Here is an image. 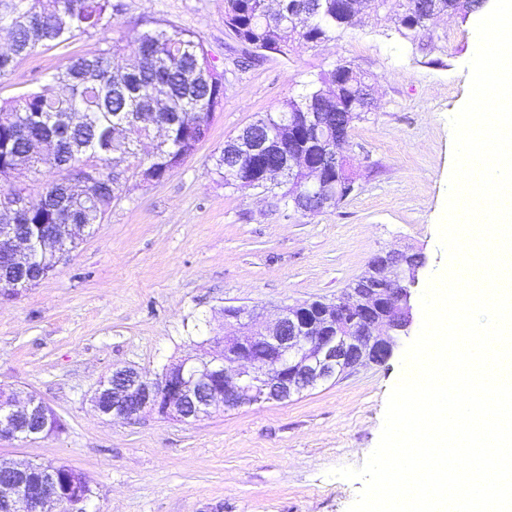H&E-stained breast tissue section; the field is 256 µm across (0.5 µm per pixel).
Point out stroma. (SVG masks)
<instances>
[{
	"mask_svg": "<svg viewBox=\"0 0 512 512\" xmlns=\"http://www.w3.org/2000/svg\"><path fill=\"white\" fill-rule=\"evenodd\" d=\"M120 2L110 31L20 59L0 79V100L40 90L69 58L109 40L126 65L135 32L173 25L208 49L224 76L223 106L163 181L143 182L132 160L120 162L118 199L54 275L0 287V387L35 394L62 423L32 441H0V464L83 473L86 512H347L363 483L332 471L362 466L377 446L403 349L288 401L218 408L190 424L155 413L105 418L91 398L114 369L151 378L219 355L225 308L271 320L287 306L335 301L379 252H422L425 282L441 272L450 119L468 97L480 16L438 15L406 39L392 22L402 0H387L379 19L246 67L251 49L225 29L224 0ZM340 63L371 84L372 106L343 148L354 193L305 215L279 190L225 186L216 169L225 141Z\"/></svg>",
	"mask_w": 512,
	"mask_h": 512,
	"instance_id": "obj_1",
	"label": "stroma"
}]
</instances>
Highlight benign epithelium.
<instances>
[{
    "label": "benign epithelium",
    "instance_id": "obj_1",
    "mask_svg": "<svg viewBox=\"0 0 512 512\" xmlns=\"http://www.w3.org/2000/svg\"><path fill=\"white\" fill-rule=\"evenodd\" d=\"M327 122V113L314 101L276 130L261 125L235 138L233 157L245 163L275 158L276 166L262 173L267 182L303 173L305 188L292 197L297 211L334 207L354 191L355 183L324 182V161H336V168L343 171L344 154L332 148L315 163L306 146H286L297 136V127L318 137ZM27 207L24 198L8 204L14 220L0 224V252L23 263L36 247L53 252L55 265H60L66 256L60 245L74 225L51 224L34 243L16 233V218ZM406 255V251L377 254L347 301L287 307L274 325L263 330L260 315L252 310L238 307L226 312L237 332L223 338L221 357L198 364L184 360L154 379L130 367L117 368L99 385L94 407L103 417L131 418L154 411L192 423L220 406L235 409L287 401L357 364L383 363L413 325L412 297L425 263L408 264L403 260ZM57 424L55 414L36 395H27L20 404L15 395L0 389V439H36ZM89 496L88 481L69 466L63 474L44 473L34 465L0 467V512H84Z\"/></svg>",
    "mask_w": 512,
    "mask_h": 512
}]
</instances>
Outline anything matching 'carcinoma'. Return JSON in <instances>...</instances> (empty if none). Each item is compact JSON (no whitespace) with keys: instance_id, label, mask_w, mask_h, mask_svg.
<instances>
[{"instance_id":"carcinoma-1","label":"carcinoma","mask_w":512,"mask_h":512,"mask_svg":"<svg viewBox=\"0 0 512 512\" xmlns=\"http://www.w3.org/2000/svg\"><path fill=\"white\" fill-rule=\"evenodd\" d=\"M18 8L12 39L30 55L36 44L63 46L80 33L91 29L107 31L113 26L122 5L117 0H11ZM298 0H224V26L256 53L280 47L291 49L316 45L336 30L357 22L360 0H312L316 11L306 15L304 30L290 18ZM42 24L38 43L30 41L32 24ZM138 56L126 67L112 66L117 44L109 42L96 52L71 58L54 79L68 86L70 94L58 97L45 90L32 91L0 103V174L12 169V157L26 148L23 139H39L33 166L48 165L62 172L66 185L56 182L43 185L37 192L25 187L5 190L0 199L22 194L28 198L23 223L32 237L45 224H85L83 236L91 233L120 191L114 181L110 156L116 132H125L121 141L123 154L134 159L135 169H151L159 178L165 176L191 155L196 146L195 134L210 125L213 114L224 99V82L220 74L205 89L194 77L203 45L187 31L174 26L155 28L135 34ZM323 84H339L346 95L330 98L326 104L331 121H336V107L348 108L354 96L366 88L365 76L354 67L338 64L320 77ZM311 87L285 101L277 112H269L258 122L279 124L299 105L316 96ZM224 185L233 186L239 175L235 160L219 159ZM95 170L101 180L100 194L85 197L82 177Z\"/></svg>"}]
</instances>
